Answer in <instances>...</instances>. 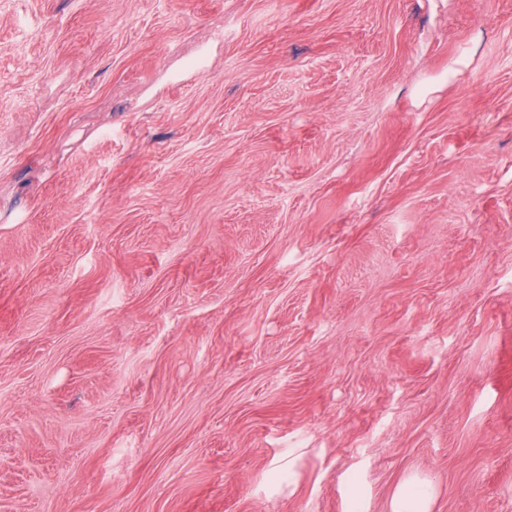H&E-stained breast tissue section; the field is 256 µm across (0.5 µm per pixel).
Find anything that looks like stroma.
<instances>
[{"instance_id": "35a3bbf8", "label": "stroma", "mask_w": 512, "mask_h": 512, "mask_svg": "<svg viewBox=\"0 0 512 512\" xmlns=\"http://www.w3.org/2000/svg\"><path fill=\"white\" fill-rule=\"evenodd\" d=\"M411 475L512 512V0H0V512ZM302 451L288 449V452L274 457L269 464V474L273 480L272 491L278 493L283 487L288 486V494L293 484L298 462L301 459Z\"/></svg>"}]
</instances>
